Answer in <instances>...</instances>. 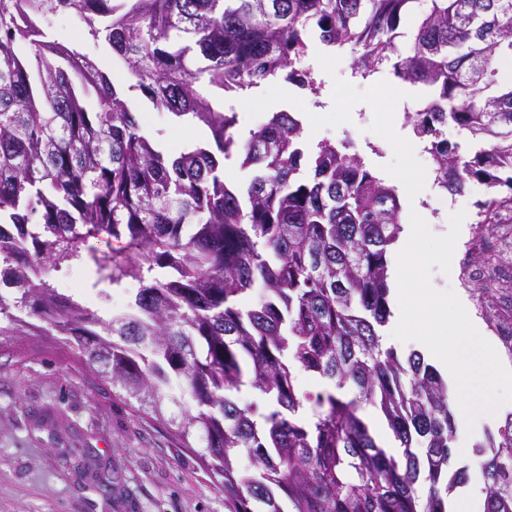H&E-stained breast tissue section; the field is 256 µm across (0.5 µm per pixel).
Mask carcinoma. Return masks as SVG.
<instances>
[{
    "label": "carcinoma",
    "instance_id": "1",
    "mask_svg": "<svg viewBox=\"0 0 512 512\" xmlns=\"http://www.w3.org/2000/svg\"><path fill=\"white\" fill-rule=\"evenodd\" d=\"M417 2L0 0V289L14 294L0 293V334L35 317L75 343L222 479L225 512H448L468 480L467 467L450 470L448 384L419 352L380 342L387 253L402 232L396 188L351 142H306L292 112L239 142L236 113L207 93L282 77L320 94L300 67L315 30L351 49L352 77L387 69L424 89L404 124L437 188L485 185L481 215L512 206V81L499 79L512 0H429L403 54L401 21ZM58 13L78 15L156 108L208 127L216 150H160L102 63L48 37L43 20ZM450 125L466 143L448 140ZM234 153L250 170L242 194L224 182ZM110 238L127 254L89 245ZM86 261L100 283H140L128 311L106 319L45 277ZM301 373L322 389L302 392ZM244 387L262 413L240 405ZM366 406L399 453L376 441ZM474 453L485 512H512V415Z\"/></svg>",
    "mask_w": 512,
    "mask_h": 512
}]
</instances>
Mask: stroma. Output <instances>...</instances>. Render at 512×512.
Listing matches in <instances>:
<instances>
[{
	"label": "stroma",
	"mask_w": 512,
	"mask_h": 512,
	"mask_svg": "<svg viewBox=\"0 0 512 512\" xmlns=\"http://www.w3.org/2000/svg\"><path fill=\"white\" fill-rule=\"evenodd\" d=\"M323 83L321 106L293 89L289 111L309 122L310 142L351 139L366 164L387 184L411 181L403 213L419 211L434 234L447 230L448 212L465 211L449 272L433 270L437 288L462 291L486 336L512 323V211L480 224L478 203L487 196L474 184L461 195L433 186L431 164L404 128L403 117L382 111L396 82L389 74L352 82L350 52L313 56ZM128 103L161 146L212 143L202 125L171 122L139 91ZM59 292L97 307L104 317L126 312L139 285L109 288L101 300L87 267L50 271ZM0 512H225L224 489L198 457L164 426L136 411L59 336L28 330L0 335Z\"/></svg>",
	"instance_id": "obj_1"
}]
</instances>
